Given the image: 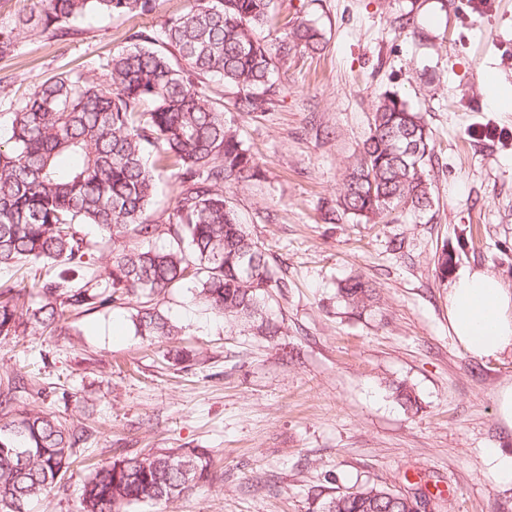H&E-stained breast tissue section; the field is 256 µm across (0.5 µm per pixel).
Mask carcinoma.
Returning <instances> with one entry per match:
<instances>
[{
  "instance_id": "carcinoma-1",
  "label": "carcinoma",
  "mask_w": 512,
  "mask_h": 512,
  "mask_svg": "<svg viewBox=\"0 0 512 512\" xmlns=\"http://www.w3.org/2000/svg\"><path fill=\"white\" fill-rule=\"evenodd\" d=\"M156 6L157 0H42L39 11L0 27V56L38 28L66 37L87 16L143 15ZM277 24L275 0H189L184 13L133 33L129 46L101 64L112 86L67 73L10 113L7 149L0 148V270L43 263L59 271L40 284H0L1 338L28 328L50 335L74 312L129 305L137 333L170 341L181 328L159 309L161 297L189 283L192 296L224 322H245L266 340L284 335L283 312L270 302L288 284L231 197L260 169L209 86L216 78L233 89L239 112L266 109L281 92L274 71L292 52H315L324 43L322 29L308 19L286 27L274 43L259 37ZM147 144L157 150L154 163L145 157ZM434 157L423 115L383 94L346 168L338 208L367 223L399 209H431ZM169 168L179 185L175 206L164 223H152L146 214ZM81 224L112 242L104 274L92 268ZM162 236L168 244L153 245ZM377 297L360 276L337 284L336 299L357 316ZM33 387L22 375L0 377V512H28L87 460L84 427L20 406ZM111 452L92 465L79 512L151 507L213 480L204 450ZM413 503L412 496L372 485L331 494L320 509L414 512Z\"/></svg>"
}]
</instances>
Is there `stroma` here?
<instances>
[{
	"label": "stroma",
	"instance_id": "35a3bbf8",
	"mask_svg": "<svg viewBox=\"0 0 512 512\" xmlns=\"http://www.w3.org/2000/svg\"><path fill=\"white\" fill-rule=\"evenodd\" d=\"M187 5L159 0L146 15L87 18L66 40L23 39L0 57V113L63 73L110 84L103 60ZM276 12L282 25L316 21L323 49L292 54L265 111H236L220 85L214 96L263 170L232 198L288 282L277 298L287 335L225 328L180 288L160 302L182 328L173 342L138 335L129 306L103 309L52 336L0 340V375L37 374L42 392L24 404L83 424L97 459L213 451L212 485L129 512H314L321 495L372 485L440 493L436 512H512V488L483 464L485 449H512L494 402L512 354L479 358L455 342L434 274L445 246L455 269L512 289V104L494 103L512 94V0H276ZM488 69L498 86L482 82ZM385 91L431 128L434 205L359 223L336 198ZM356 275L378 292L359 319L336 301L337 283ZM402 383L418 407L395 400Z\"/></svg>",
	"mask_w": 512,
	"mask_h": 512
}]
</instances>
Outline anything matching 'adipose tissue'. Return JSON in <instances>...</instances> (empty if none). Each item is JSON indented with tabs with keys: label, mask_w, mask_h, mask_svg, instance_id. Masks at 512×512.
Here are the masks:
<instances>
[{
	"label": "adipose tissue",
	"mask_w": 512,
	"mask_h": 512,
	"mask_svg": "<svg viewBox=\"0 0 512 512\" xmlns=\"http://www.w3.org/2000/svg\"><path fill=\"white\" fill-rule=\"evenodd\" d=\"M448 331L469 354L499 358L512 353V290L495 274L473 269L448 285Z\"/></svg>",
	"instance_id": "adipose-tissue-1"
}]
</instances>
